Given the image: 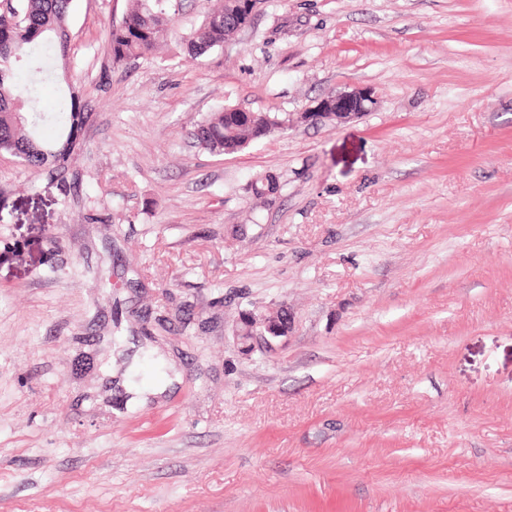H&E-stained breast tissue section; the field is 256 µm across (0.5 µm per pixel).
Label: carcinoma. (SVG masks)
<instances>
[{"label": "carcinoma", "mask_w": 512, "mask_h": 512, "mask_svg": "<svg viewBox=\"0 0 512 512\" xmlns=\"http://www.w3.org/2000/svg\"><path fill=\"white\" fill-rule=\"evenodd\" d=\"M0 13V151L15 155L31 169H63L80 148L75 136L79 104L75 92L60 104L54 124L62 133L43 132V113L28 106L34 82L14 77V66L25 58L42 57L52 48L60 60L68 52L67 25L73 0H19ZM167 0H129L121 24L109 31L112 63L120 64L153 52L171 32ZM249 24L242 0H219L201 25L182 40L187 54L199 57L224 46ZM288 130V117L266 112H229L221 107L207 113L193 130L198 145L218 154H234L267 138L270 131Z\"/></svg>", "instance_id": "obj_1"}]
</instances>
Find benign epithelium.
<instances>
[{
  "label": "benign epithelium",
  "instance_id": "obj_1",
  "mask_svg": "<svg viewBox=\"0 0 512 512\" xmlns=\"http://www.w3.org/2000/svg\"><path fill=\"white\" fill-rule=\"evenodd\" d=\"M375 105L376 99L369 89L329 93L319 98L310 111L303 113V120L312 124L327 119L339 125L362 116ZM291 329L288 307L281 305L269 312L256 308L242 311L234 333L241 352L249 355L257 348L272 350L286 342Z\"/></svg>",
  "mask_w": 512,
  "mask_h": 512
}]
</instances>
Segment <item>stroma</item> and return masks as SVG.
I'll return each mask as SVG.
<instances>
[{"mask_svg":"<svg viewBox=\"0 0 512 512\" xmlns=\"http://www.w3.org/2000/svg\"><path fill=\"white\" fill-rule=\"evenodd\" d=\"M213 6L116 65L127 0H74L40 98L75 89L81 148L0 152V512H512V0H264L191 59ZM220 106L291 126L211 153ZM375 105L376 99L369 89L340 91L319 98L309 112L302 114V118L304 122L310 124L327 119L336 121L339 125L359 118L365 112H370ZM291 329L288 307L282 305L269 312L259 311L258 308L242 311L234 333L241 352L249 355L256 348L273 350L285 343Z\"/></svg>","mask_w":512,"mask_h":512,"instance_id":"1","label":"stroma"}]
</instances>
